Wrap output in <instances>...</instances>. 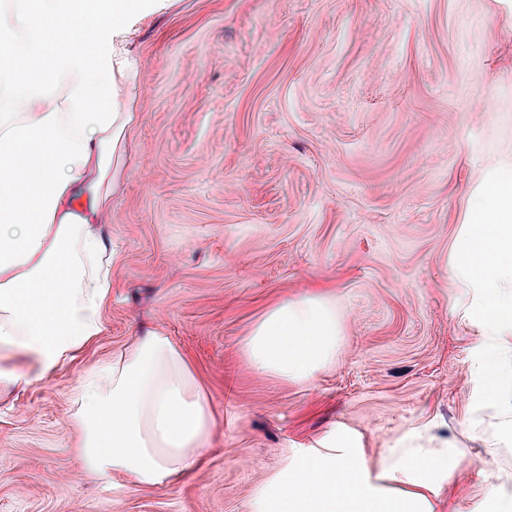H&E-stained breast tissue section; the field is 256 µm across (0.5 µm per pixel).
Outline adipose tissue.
I'll list each match as a JSON object with an SVG mask.
<instances>
[{
  "mask_svg": "<svg viewBox=\"0 0 512 512\" xmlns=\"http://www.w3.org/2000/svg\"><path fill=\"white\" fill-rule=\"evenodd\" d=\"M84 39L44 51V22L74 18L68 0H8L0 8V349L30 355L34 373H0V387L52 374L103 332L115 254L98 229L127 153L138 68L127 47L126 0L94 5ZM336 316L318 296L286 300L247 340L252 367L305 383L336 351ZM83 467L103 482L167 486L201 462L214 423L190 364L151 333L73 388ZM465 448L413 464L392 459L395 498L368 478L360 453L298 456L254 512H437L438 481Z\"/></svg>",
  "mask_w": 512,
  "mask_h": 512,
  "instance_id": "adipose-tissue-1",
  "label": "adipose tissue"
}]
</instances>
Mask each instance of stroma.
Masks as SVG:
<instances>
[{
  "instance_id": "obj_1",
  "label": "stroma",
  "mask_w": 512,
  "mask_h": 512,
  "mask_svg": "<svg viewBox=\"0 0 512 512\" xmlns=\"http://www.w3.org/2000/svg\"><path fill=\"white\" fill-rule=\"evenodd\" d=\"M138 120L101 230L104 331L0 391V512H252L298 450L356 436L369 476L429 430L466 458L438 512H495L471 424L483 336L448 278L476 188L512 163V0H142ZM323 296L336 353L307 383L245 355L278 303ZM188 359L215 416L172 487L81 474L71 389L147 332Z\"/></svg>"
}]
</instances>
